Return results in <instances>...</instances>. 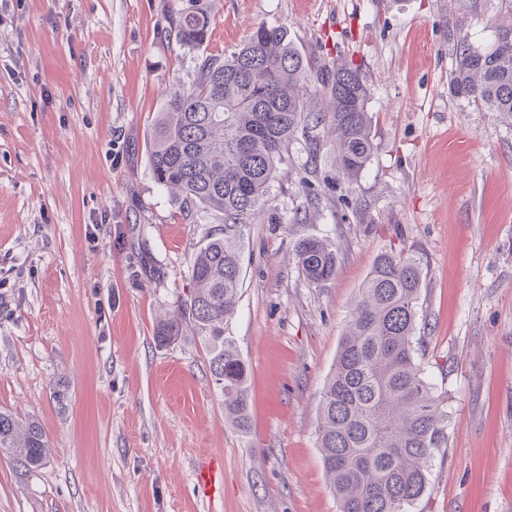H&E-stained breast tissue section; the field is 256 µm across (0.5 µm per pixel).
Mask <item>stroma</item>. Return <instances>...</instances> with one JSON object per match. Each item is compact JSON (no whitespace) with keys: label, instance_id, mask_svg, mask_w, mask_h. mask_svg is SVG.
Returning <instances> with one entry per match:
<instances>
[{"label":"stroma","instance_id":"1","mask_svg":"<svg viewBox=\"0 0 512 512\" xmlns=\"http://www.w3.org/2000/svg\"><path fill=\"white\" fill-rule=\"evenodd\" d=\"M183 9L211 19L202 49L175 40ZM262 24L318 64L357 66L374 152L347 184L322 146L310 207L308 150L291 142L242 231L224 333L247 370L244 434L192 332L154 339L224 223L155 183L145 143L201 55ZM501 25L512 0H0V409L37 420L50 448L36 468L0 454V512H338L319 393L391 249L423 260L419 362L448 406L412 512H512V117L450 85L460 41L487 46ZM305 238L335 247L330 281L299 274ZM209 461L224 476L211 501L194 481Z\"/></svg>","mask_w":512,"mask_h":512}]
</instances>
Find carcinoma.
Instances as JSON below:
<instances>
[{"mask_svg":"<svg viewBox=\"0 0 512 512\" xmlns=\"http://www.w3.org/2000/svg\"><path fill=\"white\" fill-rule=\"evenodd\" d=\"M210 17L180 13L178 41L199 48ZM511 26L496 30L485 48L460 42L450 73L456 95L490 112L512 115ZM320 78L322 109L310 105L307 72ZM367 88L351 63L327 69L305 59L280 26L262 24L226 58H200L191 84L173 88L146 143L155 181L198 206L224 216L189 263L192 288L177 313L158 322L156 342L169 344L189 321L209 354V370L224 394V415L249 429L247 373L234 341L224 335L241 284L238 237L265 204L278 166L298 137L317 157L328 137L336 167L353 181L374 144L366 111ZM299 273L313 284L330 280L336 251L322 239L300 240ZM419 258L393 251L373 263L319 399L317 443L339 512H409L428 483L434 451L445 442L448 410L431 392L416 362ZM41 425H22L0 411V450L30 466L44 461Z\"/></svg>","mask_w":512,"mask_h":512,"instance_id":"obj_1","label":"carcinoma"}]
</instances>
